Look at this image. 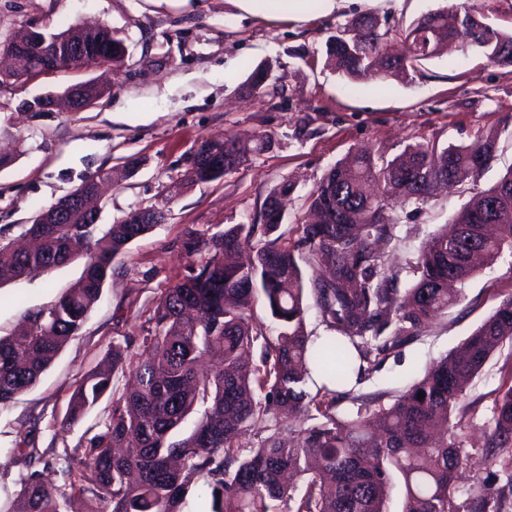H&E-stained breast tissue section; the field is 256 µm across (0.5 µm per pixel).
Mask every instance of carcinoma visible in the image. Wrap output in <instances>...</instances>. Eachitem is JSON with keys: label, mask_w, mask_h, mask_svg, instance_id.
I'll return each instance as SVG.
<instances>
[{"label": "carcinoma", "mask_w": 512, "mask_h": 512, "mask_svg": "<svg viewBox=\"0 0 512 512\" xmlns=\"http://www.w3.org/2000/svg\"><path fill=\"white\" fill-rule=\"evenodd\" d=\"M488 9L489 0H470L461 10L445 7L385 29L375 18H352L327 41V64L347 79L373 70L406 79L452 38L492 65H512V34L485 23ZM35 35L13 36L19 66L0 71V85L34 65ZM390 36L402 40L405 54L387 52ZM122 44L103 26L85 36L83 52L118 67ZM270 76L267 68L255 69L247 78L251 93L277 87ZM224 149L234 153L233 164L224 167L227 175L260 146L226 138ZM496 152L497 134L490 132L469 145L415 143L393 159L364 149L351 162L332 166L309 194L321 223L301 225L309 279L278 234L283 214L272 204L291 193L285 181L266 196L261 224H235L212 235L185 229L182 248L202 259L160 295L142 352L114 343L108 368L78 383L68 424L82 420L105 395L112 409L84 457L61 463V479L77 486L90 512H180L187 489L199 480L210 489L212 512H388L397 479L404 489L402 512H512V374L498 392L495 427L483 448L506 476L496 495L460 499L456 481L467 456L452 423L472 379L497 348L512 342V295L392 404L378 405L374 429L360 411L352 419L339 417L335 390L322 385L312 394L305 388L314 370L346 385L373 363L372 354L421 335L460 301L459 294L448 293V278L463 285L480 266L512 252V169L473 193L453 225L425 242L418 279L405 292L381 268L378 252L394 238L392 201L420 205L440 187L475 183ZM486 224L496 225L494 237L485 236ZM152 228L122 219L100 236L96 224H31L25 234L41 242L35 253L0 243V280L86 259L65 294L25 315L28 329L0 336L1 407L36 385L81 329L114 258ZM309 297L331 335L307 332ZM259 298L280 327L275 338L253 321L251 307ZM393 320L394 335H382ZM119 374L132 378L120 394L113 384ZM312 410L321 421L301 431L295 443L275 431L242 454L238 439L245 431ZM193 414L192 431L174 439ZM68 500L65 487L31 474L21 483L14 512H67Z\"/></svg>", "instance_id": "carcinoma-1"}]
</instances>
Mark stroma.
I'll list each match as a JSON object with an SVG mask.
<instances>
[{
	"label": "stroma",
	"mask_w": 512,
	"mask_h": 512,
	"mask_svg": "<svg viewBox=\"0 0 512 512\" xmlns=\"http://www.w3.org/2000/svg\"><path fill=\"white\" fill-rule=\"evenodd\" d=\"M448 0H309L307 12L269 15L235 0H0V41L32 26L57 33L75 24L106 25L127 52L112 72L85 66L43 77L26 91L0 86V240L17 242L25 225L83 181L117 172L97 203L100 227L134 209L165 207L167 218L131 242L112 262L102 294L78 333L30 390L0 407V512H12L24 476L38 471L57 484L55 458L82 457L111 410L102 398L78 424L66 425L70 396L81 377L100 368L115 342L139 352L142 327L161 292L193 265L181 240L185 228L207 234L262 221L264 200L290 182L280 226L296 247L308 219V195L336 162L362 148L386 157L420 143L470 144L494 131L497 158L479 183L434 193L420 206L396 205L395 239L382 266L410 287L423 244L451 224L475 188H487L512 168V66L488 64L455 42L442 56L421 61L409 80L348 81L325 67L326 42L346 20L370 15L409 24ZM271 65L281 88L245 97L244 81ZM96 80L105 91L78 112L22 109L48 91ZM269 138L248 164L209 183L181 182L195 147L206 139ZM76 259L51 272L0 284V336L11 334L28 309L59 298L82 274ZM512 295V256L480 269L460 302L435 317L421 336L387 355L377 371L340 388L336 410L355 414L361 396L389 404L434 362L459 345ZM512 345L503 344L473 380L455 414L469 455L457 484L503 485L482 448L495 425L494 404Z\"/></svg>",
	"instance_id": "obj_1"
}]
</instances>
